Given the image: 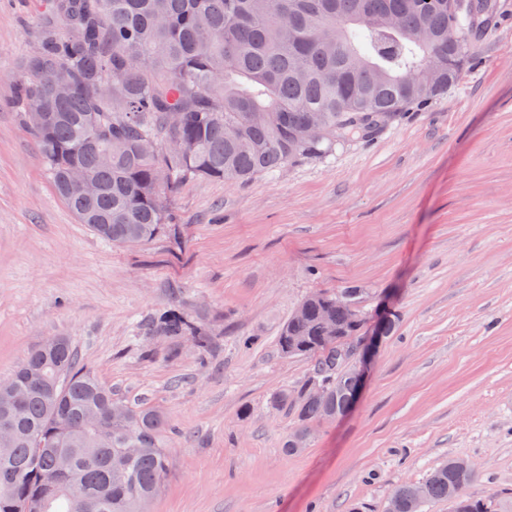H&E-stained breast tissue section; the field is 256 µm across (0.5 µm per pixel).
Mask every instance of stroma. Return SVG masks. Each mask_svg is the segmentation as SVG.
Listing matches in <instances>:
<instances>
[{"label":"stroma","mask_w":512,"mask_h":512,"mask_svg":"<svg viewBox=\"0 0 512 512\" xmlns=\"http://www.w3.org/2000/svg\"><path fill=\"white\" fill-rule=\"evenodd\" d=\"M45 0H0V378L65 336L113 394L160 410L170 469L151 512H377L443 460L512 496V0L460 82L370 141L246 183L190 180L169 232L115 246L56 194L18 102ZM399 317L344 417L301 452L270 396L313 359L279 330L314 292ZM178 308L213 349L144 331Z\"/></svg>","instance_id":"stroma-1"}]
</instances>
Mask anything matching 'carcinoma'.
<instances>
[{"instance_id": "obj_1", "label": "carcinoma", "mask_w": 512, "mask_h": 512, "mask_svg": "<svg viewBox=\"0 0 512 512\" xmlns=\"http://www.w3.org/2000/svg\"><path fill=\"white\" fill-rule=\"evenodd\" d=\"M474 20L469 4L448 0H47L37 49L19 80L24 113L45 104L47 121L27 123L56 193L103 240L146 244L168 230V192L186 179L247 182L318 158L339 143L370 138L403 113L430 103L463 77L474 39L498 5ZM68 72L70 93L57 100L52 78ZM315 125L321 139L307 136ZM112 154V165L100 156ZM95 184L70 197V168ZM351 299L305 297L279 333L281 352L315 358L294 391L270 398L297 409L296 430L342 414L349 402L345 343L362 336ZM156 332L190 339L208 353L210 334L171 310ZM295 336L301 346L291 345ZM24 404L0 425V512H140L168 470L160 444L165 416L125 404L81 364L68 338L52 337L11 374ZM340 387L339 396L302 395L310 384ZM70 468L57 470L59 455ZM470 461L450 458L423 481L417 501L403 483L382 512H421L446 501L452 512H512V500L463 494L475 478Z\"/></svg>"}]
</instances>
